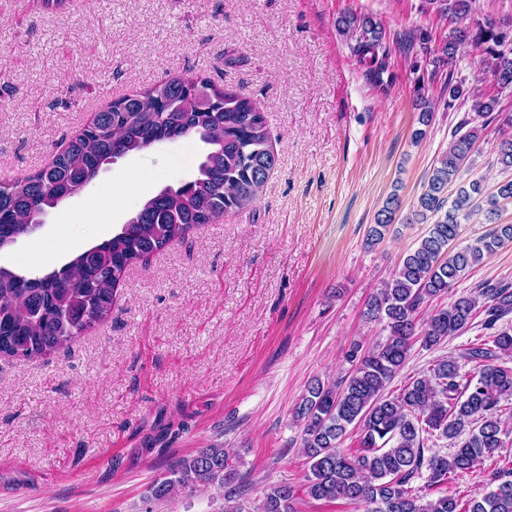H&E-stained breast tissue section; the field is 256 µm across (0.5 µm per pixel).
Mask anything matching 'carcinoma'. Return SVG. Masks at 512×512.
Returning <instances> with one entry per match:
<instances>
[{
    "label": "carcinoma",
    "mask_w": 512,
    "mask_h": 512,
    "mask_svg": "<svg viewBox=\"0 0 512 512\" xmlns=\"http://www.w3.org/2000/svg\"><path fill=\"white\" fill-rule=\"evenodd\" d=\"M473 0H448L453 24L468 17ZM340 31L354 41L352 51L367 66L366 75L383 81L388 70L384 34L372 18L346 13ZM469 43L484 54L493 85L512 89V30L492 19L457 28L442 53L453 63L457 46ZM443 92L451 110L465 98L462 81L448 69ZM422 128L412 134L421 141L434 108L417 94ZM478 118L496 114L502 130L498 163L512 168V113L499 109L496 96L472 99ZM464 119L454 130L448 150L433 167L413 216H436L429 235L405 255L383 287L367 302L365 316L384 320L389 335L367 352L352 346V363L337 383L312 380L295 408L302 423V448L309 464L306 492L315 500L361 503L365 512H512V466L489 472L492 488L479 491L461 507L453 494L427 499L412 481L428 471L430 484L481 467L498 456L509 428L501 419V399L512 396V367L499 363L512 357V328L499 321L512 313V284L485 281L477 294L460 296L420 322L425 303L448 294L458 280L496 248L512 242V224H498L474 243L458 248L460 218L475 212L472 202L482 194L475 179L449 198L448 187L475 152L479 129ZM196 136L208 145L198 173L177 188L167 187L148 199L122 225L120 232L82 251L50 274L28 277L0 265V356L31 359L54 352L112 313L114 292L134 263L165 250L202 224H216L232 211L250 206L262 192L277 157L270 144L265 117L257 104L235 92L218 89L207 79L173 78L119 98L98 112L93 122L73 132L52 163L31 174L0 183V249L38 228L35 217L57 208L86 189L104 165L148 146ZM512 203V179L487 196V220L501 205ZM400 207L392 193L367 234L373 247L385 237ZM483 314L491 344L467 351L474 368L462 371L453 358L437 360L429 374L417 377L398 393L388 387L404 365L412 343L426 349L464 331ZM360 429V449L342 448L350 426ZM468 431L450 454L426 447L439 434L454 440ZM233 482L230 457L222 447L203 448L173 464L154 481L146 501H168L183 492L206 487L223 493L225 512H245ZM296 489L288 483L269 486L262 512H295Z\"/></svg>",
    "instance_id": "cac0c4a2"
}]
</instances>
